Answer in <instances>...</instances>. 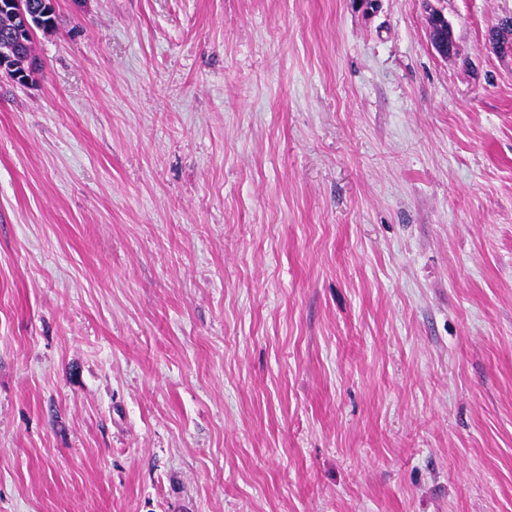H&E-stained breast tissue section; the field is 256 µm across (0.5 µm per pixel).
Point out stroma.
<instances>
[{
  "label": "stroma",
  "instance_id": "stroma-1",
  "mask_svg": "<svg viewBox=\"0 0 512 512\" xmlns=\"http://www.w3.org/2000/svg\"><path fill=\"white\" fill-rule=\"evenodd\" d=\"M57 0L0 76V512H512V0ZM434 2H441L440 0H424L427 9V17L432 16L434 25L429 27V36L437 49V51L444 57L452 53V46L448 43V32H452V27L448 22L442 8L438 7Z\"/></svg>",
  "mask_w": 512,
  "mask_h": 512
}]
</instances>
